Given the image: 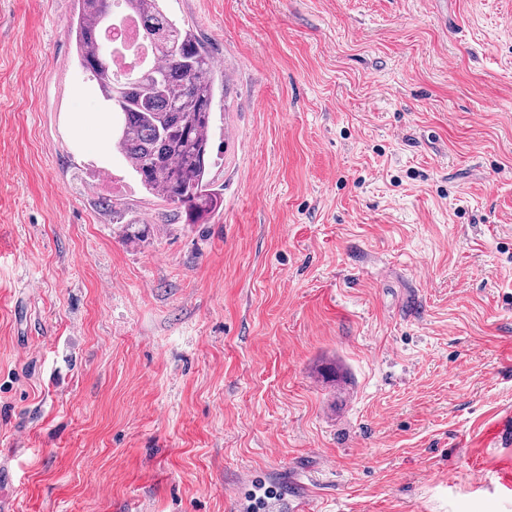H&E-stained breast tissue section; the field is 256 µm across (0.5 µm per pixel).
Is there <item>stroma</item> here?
Listing matches in <instances>:
<instances>
[{
	"mask_svg": "<svg viewBox=\"0 0 512 512\" xmlns=\"http://www.w3.org/2000/svg\"><path fill=\"white\" fill-rule=\"evenodd\" d=\"M161 6L206 224L74 130L77 0H0V512H512V0Z\"/></svg>",
	"mask_w": 512,
	"mask_h": 512,
	"instance_id": "obj_1",
	"label": "stroma"
}]
</instances>
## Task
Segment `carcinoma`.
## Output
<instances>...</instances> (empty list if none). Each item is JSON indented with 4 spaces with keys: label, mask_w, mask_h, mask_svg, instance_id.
Segmentation results:
<instances>
[{
    "label": "carcinoma",
    "mask_w": 512,
    "mask_h": 512,
    "mask_svg": "<svg viewBox=\"0 0 512 512\" xmlns=\"http://www.w3.org/2000/svg\"><path fill=\"white\" fill-rule=\"evenodd\" d=\"M159 0H125L141 24L142 38L161 62L119 77L102 39L112 26V0H79L71 22L82 68L96 82L112 112L114 147L141 186L184 214L187 224H205L224 198L209 179L213 63L189 29L158 6Z\"/></svg>",
    "instance_id": "1"
}]
</instances>
